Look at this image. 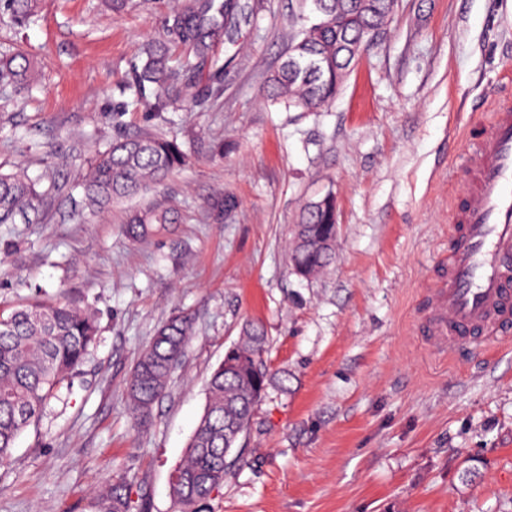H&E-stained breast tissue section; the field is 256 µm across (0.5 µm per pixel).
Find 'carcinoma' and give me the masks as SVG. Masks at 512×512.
<instances>
[{
    "label": "carcinoma",
    "mask_w": 512,
    "mask_h": 512,
    "mask_svg": "<svg viewBox=\"0 0 512 512\" xmlns=\"http://www.w3.org/2000/svg\"><path fill=\"white\" fill-rule=\"evenodd\" d=\"M38 0H0V14L19 26L29 22ZM311 17L291 40L285 59L266 84V97L288 108L315 112L333 102L356 50L373 43L386 29L397 0H305ZM248 15L246 0H177L162 32L148 39L134 66L121 111L191 110L201 97L223 90L224 64L215 44ZM32 64L20 50L0 47V88L20 90L30 81ZM186 155L174 139L154 134L126 135L95 155L84 184L82 203L99 213L160 186ZM42 201L37 182L23 172H0V224L34 211ZM173 206L132 213L126 233L148 236L156 224H175ZM290 259L302 278L322 274L336 257V203L331 194L307 204L294 225ZM190 313L165 322L137 359L127 385L132 413L144 421L167 391L172 372L193 335ZM93 310L69 301L34 300L0 315V465L6 463L20 434L38 419L63 385H71L78 366L98 339ZM266 335L255 322L245 324L239 340L207 383L204 413L187 445L185 458L172 470L170 494L180 512L208 499L224 482V449L229 431L249 428L268 385L263 360ZM96 512H129L126 490L114 484L99 494Z\"/></svg>",
    "instance_id": "cac0c4a2"
}]
</instances>
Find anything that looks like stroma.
Instances as JSON below:
<instances>
[{"label": "stroma", "instance_id": "stroma-1", "mask_svg": "<svg viewBox=\"0 0 512 512\" xmlns=\"http://www.w3.org/2000/svg\"><path fill=\"white\" fill-rule=\"evenodd\" d=\"M221 96L190 112L121 111L142 44L173 0H39L21 48L28 89L0 91V170L26 169L46 198L0 224V311L37 298L92 308L99 338L70 387L0 465V512H95L104 485L131 512H177L171 469L205 386L245 323H261L270 384L199 512H512V347L440 354L421 332L448 253L449 207L467 189L462 129L512 91V0H399L334 103H272L270 74L306 23L300 0H250ZM176 139L188 160L163 186L93 214L91 158L113 139ZM333 194L336 259L305 280L288 260L304 207ZM180 221L142 240L124 225L148 204ZM181 309L194 334L141 425L126 382Z\"/></svg>", "mask_w": 512, "mask_h": 512}]
</instances>
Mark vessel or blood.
<instances>
[{"label":"vessel or blood","mask_w":512,"mask_h":512,"mask_svg":"<svg viewBox=\"0 0 512 512\" xmlns=\"http://www.w3.org/2000/svg\"><path fill=\"white\" fill-rule=\"evenodd\" d=\"M468 186L454 204L447 273L431 288L429 343L459 354L472 337L512 342V96L495 98L478 135L463 131Z\"/></svg>","instance_id":"obj_1"}]
</instances>
